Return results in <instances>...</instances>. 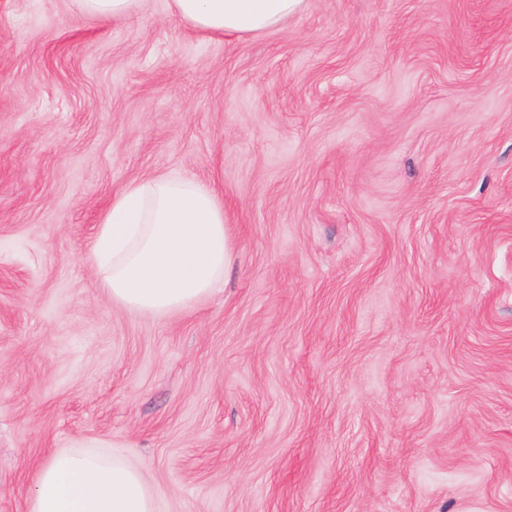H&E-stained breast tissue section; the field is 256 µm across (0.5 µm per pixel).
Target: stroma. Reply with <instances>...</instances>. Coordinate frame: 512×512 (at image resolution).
Returning <instances> with one entry per match:
<instances>
[{"instance_id": "1", "label": "stroma", "mask_w": 512, "mask_h": 512, "mask_svg": "<svg viewBox=\"0 0 512 512\" xmlns=\"http://www.w3.org/2000/svg\"><path fill=\"white\" fill-rule=\"evenodd\" d=\"M224 191L235 266L166 314L91 259L129 182ZM82 442L157 512H512V0H0V512ZM141 0H77L83 13L102 19L121 18L135 13ZM173 10L196 30L216 35L268 32L300 12L305 0H171Z\"/></svg>"}]
</instances>
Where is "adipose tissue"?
Returning <instances> with one entry per match:
<instances>
[{
	"instance_id": "adipose-tissue-1",
	"label": "adipose tissue",
	"mask_w": 512,
	"mask_h": 512,
	"mask_svg": "<svg viewBox=\"0 0 512 512\" xmlns=\"http://www.w3.org/2000/svg\"><path fill=\"white\" fill-rule=\"evenodd\" d=\"M194 29L256 35L305 0H171ZM93 259L114 303L131 310L187 308L225 280L235 258L218 188L179 173L128 183L100 216ZM29 512H155L143 471L122 458L61 450L39 469Z\"/></svg>"
}]
</instances>
